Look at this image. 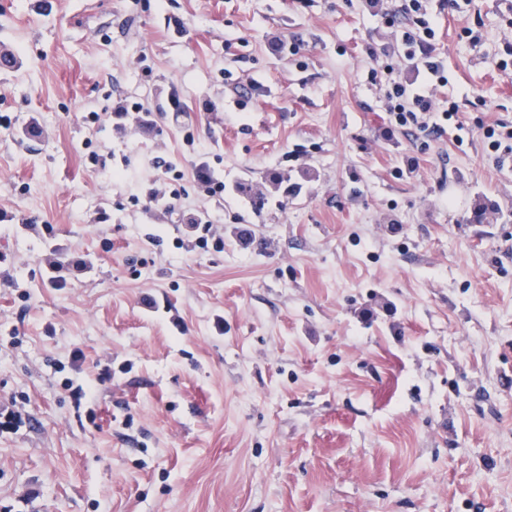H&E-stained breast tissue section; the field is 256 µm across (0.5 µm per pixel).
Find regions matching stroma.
Returning a JSON list of instances; mask_svg holds the SVG:
<instances>
[{"instance_id":"35a3bbf8","label":"stroma","mask_w":512,"mask_h":512,"mask_svg":"<svg viewBox=\"0 0 512 512\" xmlns=\"http://www.w3.org/2000/svg\"><path fill=\"white\" fill-rule=\"evenodd\" d=\"M393 5L0 0V512H512V0L440 16L460 143L389 128ZM480 129L482 130V136L487 147L493 152H498L502 148V144L510 140V146L505 144L501 153H512V127L508 129L506 124H496L487 126L482 125Z\"/></svg>"}]
</instances>
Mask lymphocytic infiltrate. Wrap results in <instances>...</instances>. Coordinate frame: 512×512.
Returning a JSON list of instances; mask_svg holds the SVG:
<instances>
[{"instance_id":"lymphocytic-infiltrate-1","label":"lymphocytic infiltrate","mask_w":512,"mask_h":512,"mask_svg":"<svg viewBox=\"0 0 512 512\" xmlns=\"http://www.w3.org/2000/svg\"><path fill=\"white\" fill-rule=\"evenodd\" d=\"M437 11L430 0H398L385 21L394 27L396 47L409 78H391L384 90V105L392 127L403 131L434 132L441 123L459 119L456 102L439 107L433 101L436 87L448 81L443 57L437 50Z\"/></svg>"}]
</instances>
